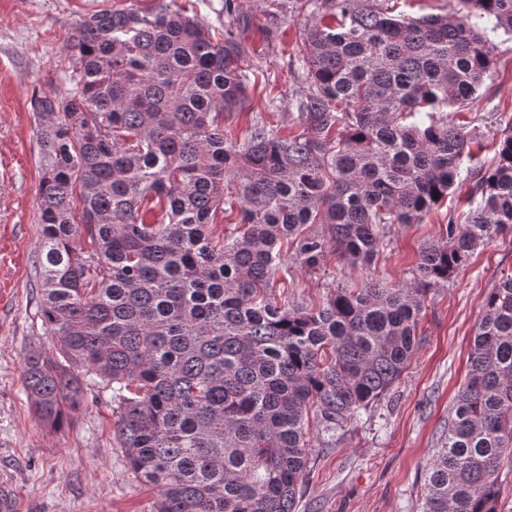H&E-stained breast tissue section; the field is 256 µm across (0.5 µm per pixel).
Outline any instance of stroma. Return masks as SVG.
I'll return each mask as SVG.
<instances>
[{
  "label": "stroma",
  "instance_id": "35a3bbf8",
  "mask_svg": "<svg viewBox=\"0 0 512 512\" xmlns=\"http://www.w3.org/2000/svg\"><path fill=\"white\" fill-rule=\"evenodd\" d=\"M174 2L212 33L232 27L250 48L244 67L264 74L249 89L248 108L232 120L234 137L244 140L257 121L289 132L288 103L307 90L298 64L305 14L296 0H283L275 15L266 0H252L233 21L220 11L223 0ZM131 4L145 8L153 0H0V486L19 496L21 512H150L156 497L113 439L110 389L91 384L81 406L54 430L37 416L22 378L29 350L53 349L37 288L41 171L33 99L71 90L70 36L84 15ZM493 43L494 75L461 111L475 130L473 159L447 200L419 223L393 225L370 267L333 254L315 272L291 263L285 283L291 300L314 302L328 287L355 288L369 278L409 280L420 248L437 239L441 225L470 217L473 173L490 168L494 141L512 130V37L501 34ZM511 271L508 234L478 247L428 295L410 366L385 399L360 411L329 446L312 448L297 512H422L427 470L448 432L482 303L501 273Z\"/></svg>",
  "mask_w": 512,
  "mask_h": 512
}]
</instances>
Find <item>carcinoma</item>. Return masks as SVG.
<instances>
[{
  "mask_svg": "<svg viewBox=\"0 0 512 512\" xmlns=\"http://www.w3.org/2000/svg\"><path fill=\"white\" fill-rule=\"evenodd\" d=\"M459 3L414 18L391 0H305L297 131L258 123L241 143L224 126L251 85L232 32L217 40L165 0L75 28L73 88L35 102L37 286L65 362L31 350L22 377L55 427L85 377L107 381L114 438L157 488L152 512H296L310 430L327 444L381 401L418 347L427 295L512 233L511 131L475 182L474 214L421 247L412 280L311 305L275 294L283 251L308 270L331 251L369 267L391 225L454 187L472 131L440 108L474 99L493 76L491 37L512 35V0ZM230 181L237 222L216 236ZM506 460L512 272L484 301L423 512H496Z\"/></svg>",
  "mask_w": 512,
  "mask_h": 512,
  "instance_id": "carcinoma-1",
  "label": "carcinoma"
}]
</instances>
